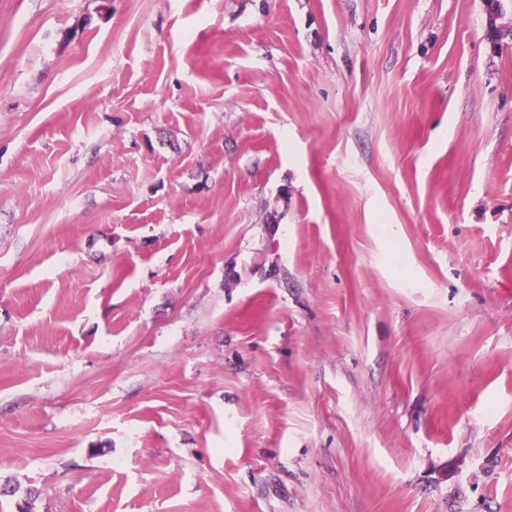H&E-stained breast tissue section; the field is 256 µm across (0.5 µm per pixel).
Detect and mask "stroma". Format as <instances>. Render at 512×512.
Here are the masks:
<instances>
[{
	"mask_svg": "<svg viewBox=\"0 0 512 512\" xmlns=\"http://www.w3.org/2000/svg\"><path fill=\"white\" fill-rule=\"evenodd\" d=\"M0 0V512H512V0Z\"/></svg>",
	"mask_w": 512,
	"mask_h": 512,
	"instance_id": "35a3bbf8",
	"label": "stroma"
}]
</instances>
